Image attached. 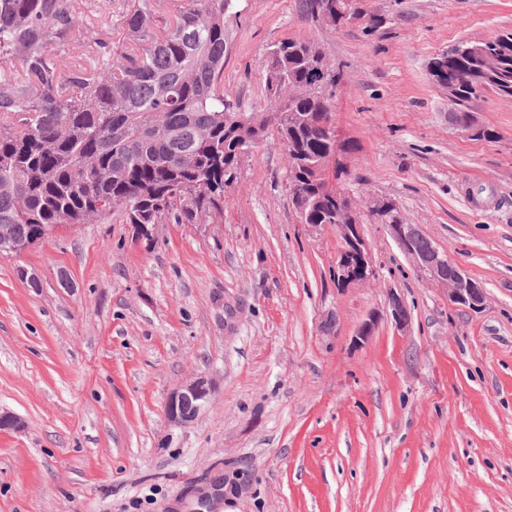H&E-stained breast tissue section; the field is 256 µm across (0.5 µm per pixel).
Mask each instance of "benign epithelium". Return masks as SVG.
Segmentation results:
<instances>
[{
	"label": "benign epithelium",
	"instance_id": "benign-epithelium-1",
	"mask_svg": "<svg viewBox=\"0 0 512 512\" xmlns=\"http://www.w3.org/2000/svg\"><path fill=\"white\" fill-rule=\"evenodd\" d=\"M325 192L336 199L338 224L336 230L341 240L334 277L336 284L346 287L376 276L371 256L360 232V216L353 210L349 199L331 183H326ZM392 234L405 249L415 265L448 291V302L480 310L485 305L484 289L472 280L462 268L455 264L448 254L435 246L422 251L415 248V242L422 237L416 224H392ZM388 307L396 327L404 329L410 323L406 302L396 293H390ZM214 391L211 379L199 376L193 381L177 386L169 394L165 414L168 422L185 427L194 422L207 407Z\"/></svg>",
	"mask_w": 512,
	"mask_h": 512
}]
</instances>
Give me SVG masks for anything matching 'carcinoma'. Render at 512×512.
<instances>
[{"instance_id": "cac0c4a2", "label": "carcinoma", "mask_w": 512, "mask_h": 512, "mask_svg": "<svg viewBox=\"0 0 512 512\" xmlns=\"http://www.w3.org/2000/svg\"><path fill=\"white\" fill-rule=\"evenodd\" d=\"M340 27L361 16L337 0H305ZM156 0H131L125 42L103 27L79 44L87 65L51 48L75 40L81 0H0V245L12 249L67 224H196L221 214L235 178L238 106L224 98V45L232 0H173L155 31ZM463 41L430 62L472 128L470 103L491 91L512 97V31ZM267 111L288 153V186L303 224L336 223V202L318 199L320 163L336 144L328 126L341 71L313 41L289 38L263 56Z\"/></svg>"}]
</instances>
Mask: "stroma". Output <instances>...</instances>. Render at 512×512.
I'll return each mask as SVG.
<instances>
[{"label":"stroma","mask_w":512,"mask_h":512,"mask_svg":"<svg viewBox=\"0 0 512 512\" xmlns=\"http://www.w3.org/2000/svg\"><path fill=\"white\" fill-rule=\"evenodd\" d=\"M233 4L222 83L241 112L266 109L275 43L314 41L340 67L355 149L336 183L377 274L337 287L336 228L301 223L273 134L220 217L148 241L115 216L0 256V409L25 422L0 432V512H198L205 495L207 512H512V99L473 103L496 134L477 140L428 74L512 29V0H354L365 16L340 28L302 0ZM384 199L483 286L482 310L414 266L372 213ZM200 375L207 408L169 425L170 392Z\"/></svg>","instance_id":"35a3bbf8"}]
</instances>
